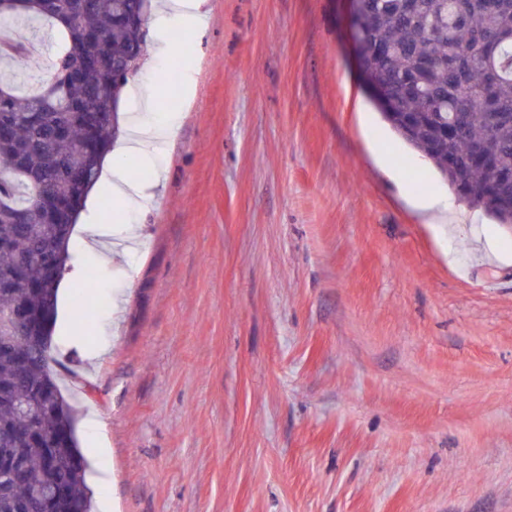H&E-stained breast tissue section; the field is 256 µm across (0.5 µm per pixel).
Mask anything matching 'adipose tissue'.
I'll return each mask as SVG.
<instances>
[{
    "label": "adipose tissue",
    "mask_w": 512,
    "mask_h": 512,
    "mask_svg": "<svg viewBox=\"0 0 512 512\" xmlns=\"http://www.w3.org/2000/svg\"><path fill=\"white\" fill-rule=\"evenodd\" d=\"M205 0H167L155 21L156 28L173 25L184 31L195 32L203 24L202 7ZM176 126L167 118L151 125L138 124L132 128L124 144L112 154V162L102 173L101 187L118 204L135 203L139 207L151 206L157 198L162 172L155 164L161 144L174 136ZM137 161L148 170L147 177L136 178L128 170L130 161Z\"/></svg>",
    "instance_id": "1"
}]
</instances>
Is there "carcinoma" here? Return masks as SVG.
Instances as JSON below:
<instances>
[{"mask_svg": "<svg viewBox=\"0 0 512 512\" xmlns=\"http://www.w3.org/2000/svg\"><path fill=\"white\" fill-rule=\"evenodd\" d=\"M0 0V17L59 34L50 80L0 79V311L41 322L0 334V512H90L76 415L51 348L74 224L118 131L123 88L147 52L152 0ZM352 35L377 108L472 208L512 224V0H354ZM64 491L34 500L28 479Z\"/></svg>", "mask_w": 512, "mask_h": 512, "instance_id": "cac0c4a2", "label": "carcinoma"}]
</instances>
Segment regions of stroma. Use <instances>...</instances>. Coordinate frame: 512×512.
I'll list each match as a JSON object with an SVG mask.
<instances>
[{"mask_svg": "<svg viewBox=\"0 0 512 512\" xmlns=\"http://www.w3.org/2000/svg\"><path fill=\"white\" fill-rule=\"evenodd\" d=\"M11 61L49 79L41 31ZM154 207L97 204L109 309L56 326L93 500L112 512H512V226L460 203L369 100L344 0H206ZM191 88L185 103L172 93ZM436 196L431 224L412 197ZM95 416L98 431L85 425ZM103 447L95 456L94 447Z\"/></svg>", "mask_w": 512, "mask_h": 512, "instance_id": "stroma-1", "label": "stroma"}]
</instances>
